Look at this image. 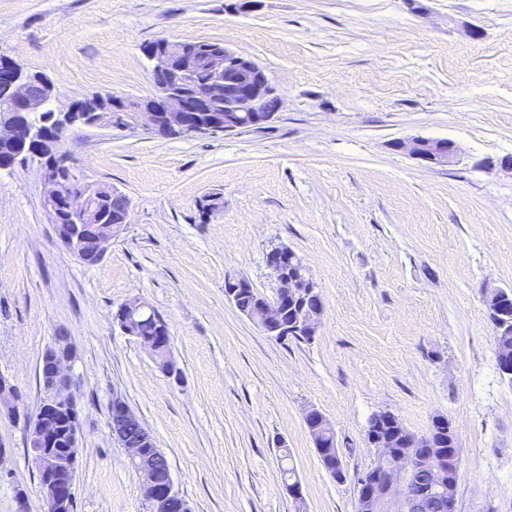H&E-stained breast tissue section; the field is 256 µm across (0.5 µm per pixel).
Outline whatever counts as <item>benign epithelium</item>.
<instances>
[{"instance_id":"1","label":"benign epithelium","mask_w":512,"mask_h":512,"mask_svg":"<svg viewBox=\"0 0 512 512\" xmlns=\"http://www.w3.org/2000/svg\"><path fill=\"white\" fill-rule=\"evenodd\" d=\"M185 41L162 38L159 47L147 57L153 62L152 80L155 95L138 109L125 114L116 123L112 112L97 103L76 102L65 111L52 108L54 88L48 92L36 90L26 77L24 69L14 60L0 56V99L9 111L0 114V140L27 143L37 139L38 127L21 115H41L60 127V134L73 126L135 129L142 126L153 132L163 129L172 133H195L200 129L224 128L235 131L246 124L260 125L268 121L266 99L269 80L265 71L251 57L228 47L215 49L208 55L210 79L205 84L196 81V63L186 55ZM397 148L417 159L436 166L456 163L460 157L458 146L447 140L413 138L400 140ZM76 162L68 158L44 166L42 178L44 194L42 205L49 219L54 221L59 211H65L69 224L55 225L57 238L65 249L83 258L80 225L88 216L89 197L93 187L76 177ZM268 265L278 281L275 298L256 321L263 330L277 319L282 301L298 299L313 292V281L305 275L295 253L279 246L267 254ZM324 309L301 310L297 329L312 331ZM57 372L66 381L64 389L55 394V400L64 402L73 398V381L68 374V360L58 361ZM326 417L312 409L304 422L311 437H316ZM58 421L54 413L45 410L42 421L30 429L29 447L40 451L53 447L57 438ZM378 413L368 421L371 445L378 450L375 467L358 479V512H391L390 503L397 501L404 512H425L435 509L447 512L451 506L450 494L441 486L445 476L460 473V448L449 452L438 451L440 441L448 434V418L437 415L432 419L428 433L412 439L411 449H394V439L379 433ZM153 442L150 434L125 440L131 451V460L138 463L143 476L144 498L154 502L155 512H190L174 487L171 473L161 470L144 459L142 445ZM45 473L44 512H55L68 499L72 488V461L66 456L48 454L41 460Z\"/></svg>"}]
</instances>
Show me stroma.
<instances>
[{
    "mask_svg": "<svg viewBox=\"0 0 512 512\" xmlns=\"http://www.w3.org/2000/svg\"><path fill=\"white\" fill-rule=\"evenodd\" d=\"M479 27L480 39L464 31ZM207 40L247 54L281 99L258 128L170 139L144 128L67 131L92 182L125 193L130 221L88 264L59 245L39 162L0 168V374L26 412L59 333L80 410L76 512H146L113 439L120 396L166 455L192 512H356L378 461L376 411L415 433L451 419L457 512H512V382L500 375L487 292L512 289V0H0V55L44 74L56 108L151 97L145 43ZM446 138L448 167L396 148ZM224 205L200 216L196 202ZM291 249L324 302L311 341L279 340L224 295L227 276L274 297L267 264ZM139 297L171 336L180 381L115 323ZM321 412L346 477L324 468L304 417ZM0 512H43L22 419L0 409ZM289 450L300 496L284 488Z\"/></svg>",
    "mask_w": 512,
    "mask_h": 512,
    "instance_id": "stroma-1",
    "label": "stroma"
}]
</instances>
